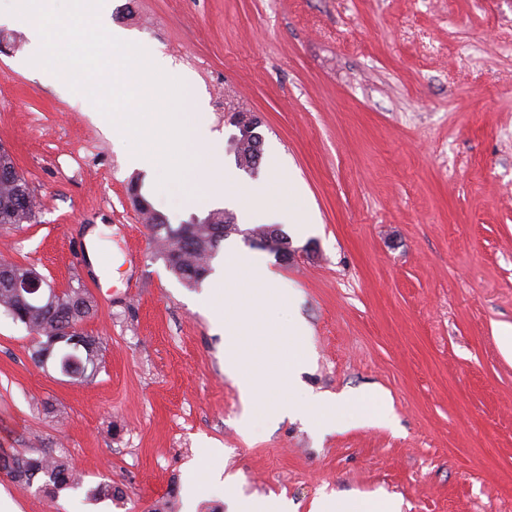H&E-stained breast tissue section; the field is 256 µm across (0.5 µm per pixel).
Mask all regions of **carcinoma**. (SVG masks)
Masks as SVG:
<instances>
[{
    "instance_id": "carcinoma-1",
    "label": "carcinoma",
    "mask_w": 512,
    "mask_h": 512,
    "mask_svg": "<svg viewBox=\"0 0 512 512\" xmlns=\"http://www.w3.org/2000/svg\"><path fill=\"white\" fill-rule=\"evenodd\" d=\"M238 168L252 172L257 168L261 148L244 143L234 150ZM17 174L16 164L8 151H0V228L27 224L32 218L30 197L20 191L26 183L9 180ZM152 240L159 247V254L166 268L182 283L196 288L209 276L211 261L218 253L224 239L239 232L233 214L217 209L202 219L197 217L173 226L168 219L146 204L141 210ZM34 276L43 278L35 268L0 257V309L32 333L41 337L34 352L37 362L52 358L59 348L70 344V329L81 324L95 313L94 305L85 289L68 288L56 297L53 304L36 303L11 288L16 278ZM85 345L82 366L73 370L72 377L88 379L98 370V347L89 336L80 335ZM0 471L21 486H30L38 477L46 478L45 485L56 490L79 485L72 466L46 452L35 456L15 455L0 450Z\"/></svg>"
}]
</instances>
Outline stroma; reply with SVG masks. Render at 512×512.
Returning a JSON list of instances; mask_svg holds the SVG:
<instances>
[{
	"mask_svg": "<svg viewBox=\"0 0 512 512\" xmlns=\"http://www.w3.org/2000/svg\"><path fill=\"white\" fill-rule=\"evenodd\" d=\"M12 5L0 0V144L40 209L0 229V253L88 290L97 312L81 330L101 363L84 382L37 366L36 336L0 312V448L49 449L81 476L52 496L0 473L9 512H232L259 496L288 512L331 496L512 512V357L498 338L512 326V0H108L114 25L191 80L218 164L244 186L276 166L316 213L282 225L285 261L228 238L308 325L294 400L330 403L313 424L249 427L206 306L216 276H173L128 188L173 224L213 203L167 212L83 93L25 65ZM232 112L260 120L256 173L229 150ZM99 225L100 275L85 250ZM376 392L388 420L343 411ZM103 481L121 498H93Z\"/></svg>",
	"mask_w": 512,
	"mask_h": 512,
	"instance_id": "35a3bbf8",
	"label": "stroma"
}]
</instances>
